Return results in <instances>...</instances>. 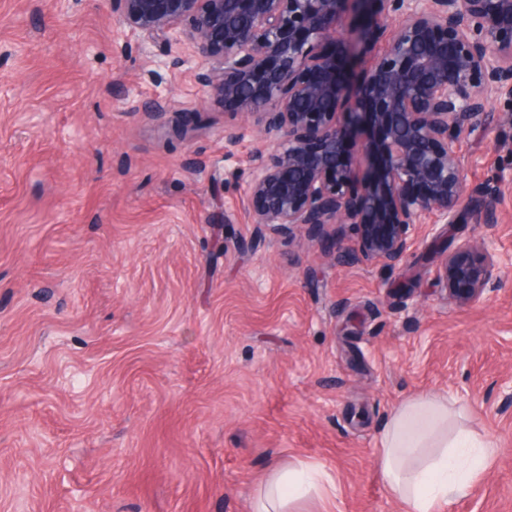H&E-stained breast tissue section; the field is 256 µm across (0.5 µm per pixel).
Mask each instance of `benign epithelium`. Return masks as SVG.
Listing matches in <instances>:
<instances>
[{"label": "benign epithelium", "mask_w": 512, "mask_h": 512, "mask_svg": "<svg viewBox=\"0 0 512 512\" xmlns=\"http://www.w3.org/2000/svg\"><path fill=\"white\" fill-rule=\"evenodd\" d=\"M149 35L187 36L224 107L276 142L246 185L251 223L271 235L304 229L338 259L397 266L433 223L453 224L466 194L461 142L494 98L512 101V0H112ZM361 12V35L385 39L355 89L337 25ZM398 16L387 33L384 20ZM378 136L351 159L348 141ZM500 262L485 239L437 251L448 301L478 304Z\"/></svg>", "instance_id": "1"}]
</instances>
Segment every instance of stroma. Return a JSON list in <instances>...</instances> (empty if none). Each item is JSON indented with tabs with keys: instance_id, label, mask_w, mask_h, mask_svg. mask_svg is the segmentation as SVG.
Segmentation results:
<instances>
[{
	"instance_id": "obj_1",
	"label": "stroma",
	"mask_w": 512,
	"mask_h": 512,
	"mask_svg": "<svg viewBox=\"0 0 512 512\" xmlns=\"http://www.w3.org/2000/svg\"><path fill=\"white\" fill-rule=\"evenodd\" d=\"M189 40L112 0H0V512H251L302 461V512H403L378 468L395 409L448 398L494 458L450 512H512V262L448 302L428 246L512 258V108L462 141L469 205L396 267L261 237L246 183L274 135L227 112Z\"/></svg>"
}]
</instances>
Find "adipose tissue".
Listing matches in <instances>:
<instances>
[{"instance_id": "obj_1", "label": "adipose tissue", "mask_w": 512, "mask_h": 512, "mask_svg": "<svg viewBox=\"0 0 512 512\" xmlns=\"http://www.w3.org/2000/svg\"><path fill=\"white\" fill-rule=\"evenodd\" d=\"M453 416L446 399L423 395L400 405L387 423L378 463L404 512H443L468 494L493 455L491 439L451 429ZM318 481L314 470L273 474L258 485L253 512H289Z\"/></svg>"}]
</instances>
